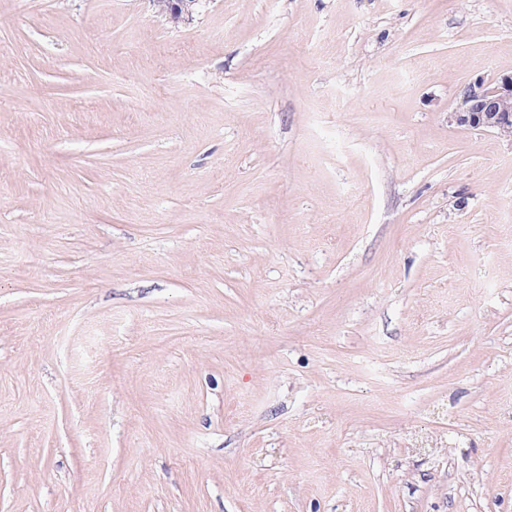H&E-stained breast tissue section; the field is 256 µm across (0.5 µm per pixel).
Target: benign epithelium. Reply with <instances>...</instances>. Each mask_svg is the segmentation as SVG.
<instances>
[{"mask_svg": "<svg viewBox=\"0 0 512 512\" xmlns=\"http://www.w3.org/2000/svg\"><path fill=\"white\" fill-rule=\"evenodd\" d=\"M197 0H166L168 21L179 24L189 19ZM448 122L459 127L512 134V74L480 78L468 84Z\"/></svg>", "mask_w": 512, "mask_h": 512, "instance_id": "1", "label": "benign epithelium"}]
</instances>
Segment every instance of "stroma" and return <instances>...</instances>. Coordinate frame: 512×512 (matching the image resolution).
<instances>
[{
    "label": "stroma",
    "mask_w": 512,
    "mask_h": 512,
    "mask_svg": "<svg viewBox=\"0 0 512 512\" xmlns=\"http://www.w3.org/2000/svg\"><path fill=\"white\" fill-rule=\"evenodd\" d=\"M512 0H0V512H512ZM448 121L458 127L511 136L512 74L469 83Z\"/></svg>",
    "instance_id": "1"
}]
</instances>
